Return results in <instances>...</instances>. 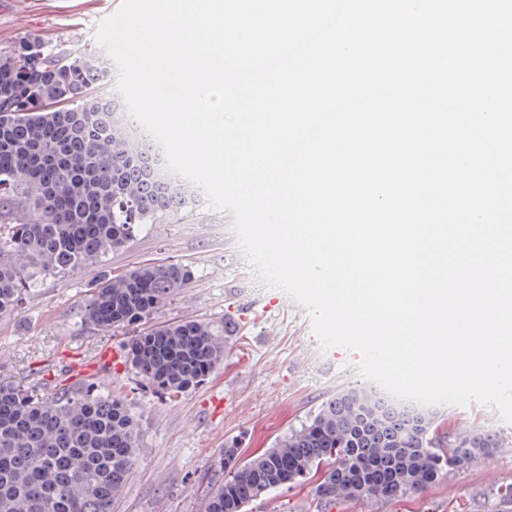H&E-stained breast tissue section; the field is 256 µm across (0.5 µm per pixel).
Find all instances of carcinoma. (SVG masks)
Masks as SVG:
<instances>
[{
  "label": "carcinoma",
  "instance_id": "1",
  "mask_svg": "<svg viewBox=\"0 0 512 512\" xmlns=\"http://www.w3.org/2000/svg\"><path fill=\"white\" fill-rule=\"evenodd\" d=\"M111 64L39 38L0 53V317L18 313L40 276L66 272L123 247L145 224L195 204L189 182L170 173L117 95ZM66 105L45 111L46 99ZM194 277L181 263L142 264L106 275L83 319L103 329L144 324ZM208 322L179 320L131 336L125 361L169 397L195 387L224 359ZM435 412L400 405L365 386L336 391L266 452L239 463L224 446V481L205 512H243L271 489L322 472L316 493L328 512L341 499H392L435 483L498 448L496 433L434 435ZM140 425L121 394L81 382L39 399L0 382V512H112L137 459Z\"/></svg>",
  "mask_w": 512,
  "mask_h": 512
}]
</instances>
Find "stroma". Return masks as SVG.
I'll return each instance as SVG.
<instances>
[{
    "mask_svg": "<svg viewBox=\"0 0 512 512\" xmlns=\"http://www.w3.org/2000/svg\"><path fill=\"white\" fill-rule=\"evenodd\" d=\"M122 0H0V51L39 37L69 51L98 50L99 24ZM190 210L164 223L144 225L103 262L48 276L30 289L18 315L0 318V381L20 382L41 397L70 384L74 361L102 350L116 365L94 376L101 389L124 395L141 426L138 461L112 512H203L207 493L223 479L219 461L237 439L240 460L263 453L298 426L336 390L367 385L360 356L323 349L307 308L287 292L264 284L237 243L233 217L211 208L205 194ZM191 266L192 283L149 319L150 325L201 320L223 327L234 321L222 363L203 384L178 397L160 394L121 360L130 329L87 324L82 307L101 274L117 275L144 263ZM442 433L494 432L503 439L477 466L447 470L426 489L395 499L343 500L334 512H512V423L491 406L439 405ZM318 477L277 488L245 512H317Z\"/></svg>",
    "mask_w": 512,
    "mask_h": 512,
    "instance_id": "35a3bbf8",
    "label": "stroma"
}]
</instances>
